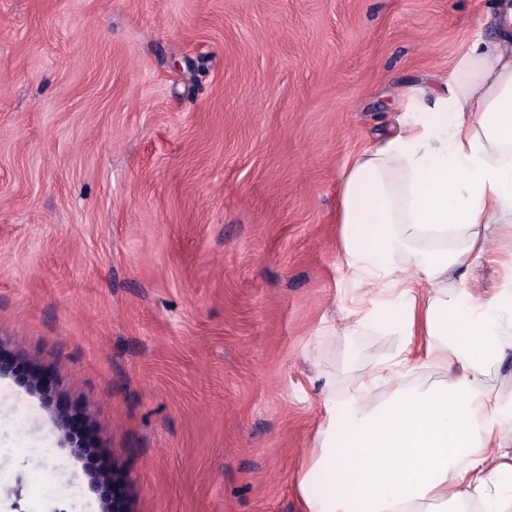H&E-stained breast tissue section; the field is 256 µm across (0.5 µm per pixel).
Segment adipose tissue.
<instances>
[{"label": "adipose tissue", "mask_w": 512, "mask_h": 512, "mask_svg": "<svg viewBox=\"0 0 512 512\" xmlns=\"http://www.w3.org/2000/svg\"><path fill=\"white\" fill-rule=\"evenodd\" d=\"M406 97L397 127L344 168L336 215L351 328L389 327L403 345L325 401L303 512L512 506V400L487 380L512 352V273L491 288L448 285L512 239V39L472 41L451 79ZM421 367L439 380L402 385Z\"/></svg>", "instance_id": "adipose-tissue-1"}]
</instances>
